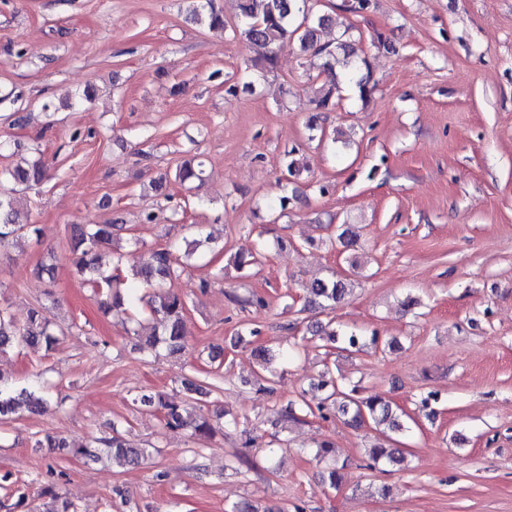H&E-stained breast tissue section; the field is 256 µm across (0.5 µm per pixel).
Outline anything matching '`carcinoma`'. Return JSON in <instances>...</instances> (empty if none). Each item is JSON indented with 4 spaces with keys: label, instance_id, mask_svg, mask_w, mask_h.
I'll use <instances>...</instances> for the list:
<instances>
[{
    "label": "carcinoma",
    "instance_id": "obj_1",
    "mask_svg": "<svg viewBox=\"0 0 512 512\" xmlns=\"http://www.w3.org/2000/svg\"><path fill=\"white\" fill-rule=\"evenodd\" d=\"M319 0H240L239 23L234 34L241 39L262 47H271L286 36L298 39L301 51L312 57L333 58L338 50L348 51L350 44L340 40L336 44L319 43L317 33L329 22V16L318 10ZM191 20L213 31H222L225 27L224 14L216 9L213 0H206L191 11ZM336 83L320 89L317 93L316 108L330 110L335 106ZM295 151L288 152L284 161V180L291 183L308 171L307 164L294 157ZM45 178V168L41 159H33L11 168L0 169V249L32 235H39L40 228L21 219L17 208V189L31 190L40 185ZM174 180L181 185L205 181L203 162L191 157L177 166ZM74 243L73 263L77 272L88 285L99 307L105 311H127L134 303L133 289L142 287L149 290V316L141 319L133 312L130 320L134 324L133 334L142 337V351L153 352L162 347L171 354H179L186 348L187 301L173 289V283L180 278L188 267V259L199 249L210 245L209 238H199L188 245L184 255L179 257L172 251L162 248L149 252L142 257L141 240L130 237L129 250L114 245V225L112 224H71L68 226ZM352 280L346 276H333L316 279L307 287L310 302L323 308L333 309L351 292ZM310 335L345 352H357L366 343L378 344L376 335L365 337L355 332L347 333L331 327V324H318ZM65 336L62 327L47 320L39 307L30 309L25 324L16 325L8 301H0V354L25 346H41L47 350L55 347ZM260 371L256 383H271L276 373L269 369V356L265 349L258 350ZM317 389L323 397L316 405L306 399V393L287 403L281 410L285 417H296V413L319 414L328 418L331 411H338L344 418V424L358 429L372 424L381 434L404 430L399 417L391 405L383 398L373 395L358 396V388H347L326 371L317 382ZM49 403L48 397L39 389L8 383L0 380V423H6L19 411L25 409L31 413L43 411ZM133 405L139 408L163 410L164 426L176 432L189 426L194 436L209 439L214 434L212 420L204 415L188 423L183 416L185 408L168 401L164 394L141 395L133 399ZM35 448H61L69 454L100 461L112 458L128 469L140 467L149 456L146 448H139L128 441L112 427V435L100 437L88 444L72 445L67 440L46 435L34 441ZM373 462L384 461L392 465L403 462L404 456L398 448L373 446L370 450ZM54 471L47 468L46 478L40 496L48 499L43 512H75L74 504L55 489L52 481Z\"/></svg>",
    "mask_w": 512,
    "mask_h": 512
}]
</instances>
